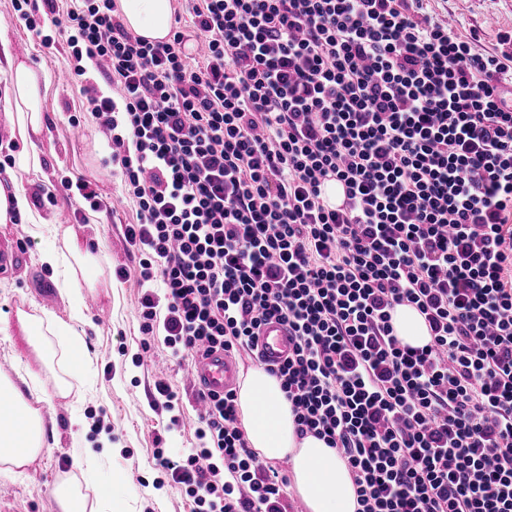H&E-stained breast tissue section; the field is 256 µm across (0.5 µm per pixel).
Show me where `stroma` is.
I'll return each mask as SVG.
<instances>
[{
	"label": "stroma",
	"instance_id": "1",
	"mask_svg": "<svg viewBox=\"0 0 512 512\" xmlns=\"http://www.w3.org/2000/svg\"><path fill=\"white\" fill-rule=\"evenodd\" d=\"M429 8L453 19L459 35L479 33L480 46L488 51L496 47L499 33L512 31V0H431ZM0 43L41 75L47 116L40 137L41 164L38 170L18 173L17 180L27 195L52 198L38 209L49 223L41 239H29L26 224H0V322L14 320L20 306L64 320L72 308H80L84 321L77 330L90 358L80 372L72 373V352L64 337L45 336L50 353L46 364L25 343L0 339V374L23 382L26 397L53 390L59 380L83 394L79 400L69 397L43 406L45 426L55 437L22 477L0 470V512H61L55 495L47 490L53 471L60 467L66 470V484L85 497L89 512H189L180 485H157L153 454L158 445L173 455L197 446L195 391L185 377L186 364L171 360L162 342L147 351L141 348L142 290L133 274L137 260L123 236L125 225L136 221V207L124 198L120 177L105 165L111 147L82 92L102 78L91 70L86 82L75 81L66 44L44 47L23 24L0 30ZM75 119L82 129L77 138L72 135ZM84 180L97 183L103 198L113 200L114 209H91L77 190ZM67 236L100 257L99 266L85 272L95 283L90 296L75 306L61 294L51 269L38 262L39 249L62 246ZM22 239L29 242L24 251L16 247ZM122 268L127 277H118ZM156 361L169 364L179 396L182 411L174 427L169 413L153 406L151 365ZM86 448L102 456L88 473L74 465Z\"/></svg>",
	"mask_w": 512,
	"mask_h": 512
}]
</instances>
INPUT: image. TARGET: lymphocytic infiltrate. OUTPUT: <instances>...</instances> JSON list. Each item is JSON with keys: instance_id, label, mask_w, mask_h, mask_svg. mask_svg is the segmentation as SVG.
Instances as JSON below:
<instances>
[{"instance_id": "lymphocytic-infiltrate-1", "label": "lymphocytic infiltrate", "mask_w": 512, "mask_h": 512, "mask_svg": "<svg viewBox=\"0 0 512 512\" xmlns=\"http://www.w3.org/2000/svg\"><path fill=\"white\" fill-rule=\"evenodd\" d=\"M53 4L12 0L111 87L87 104L137 205L142 347L251 352L281 320L294 347L268 372L358 512H512V34L481 51L425 0H181L196 60L181 27L149 43L116 0H74L44 34ZM400 305L424 346L397 337ZM195 435L154 452L190 512H288L233 395ZM392 322L395 333L403 344L421 347L428 342L429 335L425 323L414 308L407 305L397 306Z\"/></svg>"}]
</instances>
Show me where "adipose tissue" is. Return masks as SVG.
I'll list each match as a JSON object with an SVG mask.
<instances>
[{"instance_id":"1","label":"adipose tissue","mask_w":512,"mask_h":512,"mask_svg":"<svg viewBox=\"0 0 512 512\" xmlns=\"http://www.w3.org/2000/svg\"><path fill=\"white\" fill-rule=\"evenodd\" d=\"M125 26L151 41L167 39L171 28L172 0H119ZM0 78L5 81V101L12 110L11 125L20 139L15 170L0 179V224L14 215L24 217L32 236H41L45 219L34 212L16 173L39 168L35 142L45 126L42 91L37 72L11 54L0 57ZM238 407L250 448L269 461L283 458L292 463L294 488L308 512H356L357 496L352 476L337 454L322 439L298 437L291 406L279 380L256 367L240 385ZM45 428L39 411L22 391L0 378V464L12 474L25 467L45 448Z\"/></svg>"}]
</instances>
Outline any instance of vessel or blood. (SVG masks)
<instances>
[{
	"label": "vessel or blood",
	"mask_w": 512,
	"mask_h": 512,
	"mask_svg": "<svg viewBox=\"0 0 512 512\" xmlns=\"http://www.w3.org/2000/svg\"><path fill=\"white\" fill-rule=\"evenodd\" d=\"M256 348L265 362H283L292 348L287 325L274 318L266 321L258 331ZM188 378L200 393L195 409L202 414L207 410L210 396L237 391L238 365L233 355L224 350L204 349L196 355Z\"/></svg>",
	"instance_id": "b4317fda"
}]
</instances>
